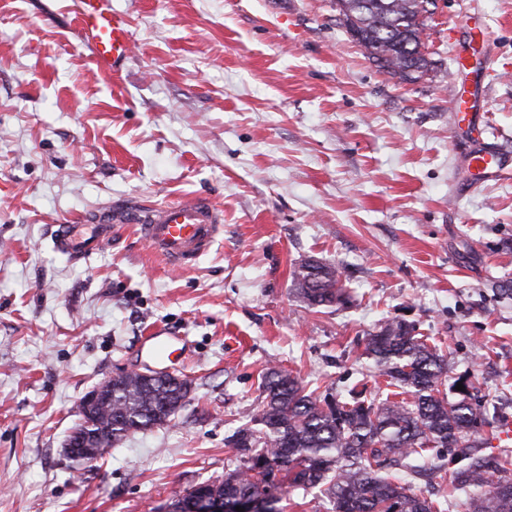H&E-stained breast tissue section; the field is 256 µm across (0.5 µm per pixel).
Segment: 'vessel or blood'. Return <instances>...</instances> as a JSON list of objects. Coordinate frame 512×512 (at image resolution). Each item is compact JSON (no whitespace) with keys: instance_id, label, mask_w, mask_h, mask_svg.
I'll return each instance as SVG.
<instances>
[{"instance_id":"1","label":"vessel or blood","mask_w":512,"mask_h":512,"mask_svg":"<svg viewBox=\"0 0 512 512\" xmlns=\"http://www.w3.org/2000/svg\"><path fill=\"white\" fill-rule=\"evenodd\" d=\"M79 3L78 38L90 49L100 69L119 72L131 53L126 15L113 7L112 0H79ZM471 71L468 48H456L454 78L449 83L448 95L452 130L479 138L478 145L462 162L465 179L455 185L459 193L488 181L512 178V167L507 164L511 155L499 143L489 142L487 128L477 124L475 93L462 81ZM222 222V211L202 198L163 206L120 203L104 209L91 223L60 225L54 242L62 253L81 259L111 244L113 225L130 224L154 255L170 267L185 269L211 248ZM179 342V337L154 330L144 341L146 357L154 364H164L171 348Z\"/></svg>"}]
</instances>
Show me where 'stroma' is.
Returning <instances> with one entry per match:
<instances>
[{
  "label": "stroma",
  "mask_w": 512,
  "mask_h": 512,
  "mask_svg": "<svg viewBox=\"0 0 512 512\" xmlns=\"http://www.w3.org/2000/svg\"><path fill=\"white\" fill-rule=\"evenodd\" d=\"M472 1L496 58L478 110L512 149V0H437L414 82L365 57L333 0H112L132 41L115 76L77 37L78 0H0V512H164L237 468L224 439L268 368L384 393L363 338L391 319L447 357L449 399L463 383L512 420V179L451 193L474 141L451 133L448 30ZM194 197L224 223L185 270L129 225L80 260L52 242L115 202ZM308 258L339 267L347 306L296 296ZM152 327L187 340L166 363L186 404L74 468L81 397L142 369Z\"/></svg>",
  "instance_id": "obj_1"
}]
</instances>
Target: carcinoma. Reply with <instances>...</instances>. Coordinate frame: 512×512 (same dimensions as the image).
Wrapping results in <instances>:
<instances>
[{"label":"carcinoma","instance_id":"obj_1","mask_svg":"<svg viewBox=\"0 0 512 512\" xmlns=\"http://www.w3.org/2000/svg\"><path fill=\"white\" fill-rule=\"evenodd\" d=\"M334 5L336 23L385 72L415 81L432 70L427 42L436 0ZM292 282L309 307L346 301L342 273L333 264L304 260ZM364 353L371 359L370 375L396 388L393 398H368L352 389L320 399L292 373L270 368L262 376L257 413L225 439L241 467L195 485L186 496L248 497L263 505L261 512H283L287 489L322 484L333 512H449V501L416 490L415 480L431 472L469 495L468 512H512V454L482 452L476 438L481 414L467 395L450 400L441 390L446 357L399 320L369 333ZM190 388L175 378L144 384L129 375L114 385L98 421L110 429L115 447L138 431L171 422ZM437 448L448 449L459 466H429Z\"/></svg>","mask_w":512,"mask_h":512}]
</instances>
